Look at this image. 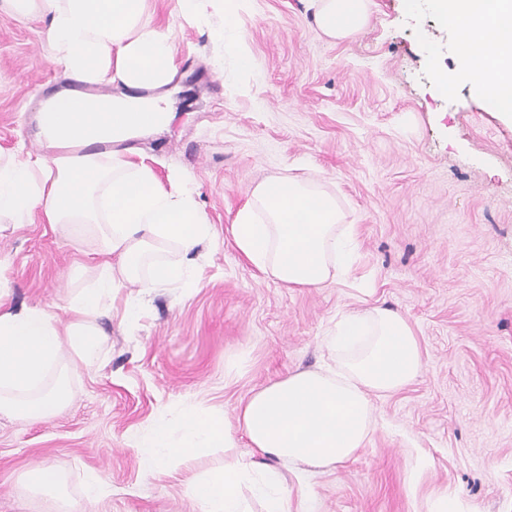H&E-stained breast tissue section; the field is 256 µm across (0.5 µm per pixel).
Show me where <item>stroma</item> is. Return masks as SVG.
Segmentation results:
<instances>
[{
    "instance_id": "stroma-1",
    "label": "stroma",
    "mask_w": 512,
    "mask_h": 512,
    "mask_svg": "<svg viewBox=\"0 0 512 512\" xmlns=\"http://www.w3.org/2000/svg\"><path fill=\"white\" fill-rule=\"evenodd\" d=\"M238 32L215 43L182 24L174 0H147L175 31L170 129L131 141L161 182L187 177L214 231L197 252L202 282L147 297L128 322L120 291L96 364L73 375L70 405L47 421L0 416V512H54L28 470L67 481L68 512H198L189 473L233 462L196 451L151 477L131 437L202 404L235 422L254 391L330 364L324 339L362 304L401 313L423 369L373 401L375 432L354 460L291 495L315 512H512V124L469 87L440 90L430 64L452 65L454 34L424 0H372L356 36L334 41L307 0H227ZM46 23L0 16V150L33 149L38 104L69 85ZM320 173L355 227L348 271L289 288L239 250L236 211L264 179ZM84 255L49 225L0 226V290L14 311L60 313ZM105 488L94 502L82 482Z\"/></svg>"
}]
</instances>
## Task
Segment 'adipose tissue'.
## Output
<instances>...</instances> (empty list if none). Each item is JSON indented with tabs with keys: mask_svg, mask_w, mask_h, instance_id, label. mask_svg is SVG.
<instances>
[{
	"mask_svg": "<svg viewBox=\"0 0 512 512\" xmlns=\"http://www.w3.org/2000/svg\"><path fill=\"white\" fill-rule=\"evenodd\" d=\"M310 2L317 27L331 39L353 36L367 21L369 0ZM431 2L455 34L456 64H435L436 83L446 92L468 84L512 117V0ZM0 14L44 18L51 55L69 78L126 88L102 98L58 92L36 116L40 151H0V223L39 216L63 238L92 244L98 258L64 316L0 309V414L49 420L73 397L72 369L96 361L106 344L103 322L119 289L136 291L124 310L130 321L142 311L141 298L157 289L196 290L195 252L211 240L212 227L188 180L163 186L150 165L124 149L175 119L159 99L137 94L174 76L172 31L153 24L145 0H0ZM232 234L261 272L291 288L335 278L354 242L335 192L317 175L258 183ZM326 345L333 366L299 370L254 392L241 403L236 426L197 405L136 434L131 444L144 472L189 461L199 448L235 447L240 433L248 453L188 483L199 512H250L245 484L262 512H310L306 498L285 493L284 473L309 476L353 458L376 428L372 397L404 389L423 367L413 327L384 306L343 314Z\"/></svg>",
	"mask_w": 512,
	"mask_h": 512,
	"instance_id": "obj_1",
	"label": "adipose tissue"
}]
</instances>
